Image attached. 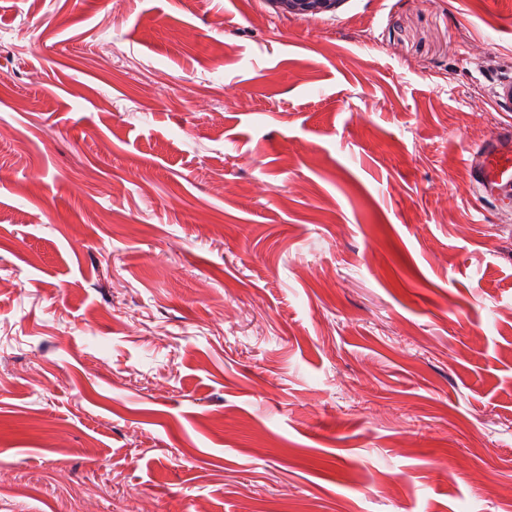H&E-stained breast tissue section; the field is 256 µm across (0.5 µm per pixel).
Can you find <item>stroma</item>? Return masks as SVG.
Returning a JSON list of instances; mask_svg holds the SVG:
<instances>
[{
	"mask_svg": "<svg viewBox=\"0 0 512 512\" xmlns=\"http://www.w3.org/2000/svg\"><path fill=\"white\" fill-rule=\"evenodd\" d=\"M13 28L0 512H512V211L465 164L512 0Z\"/></svg>",
	"mask_w": 512,
	"mask_h": 512,
	"instance_id": "1",
	"label": "stroma"
}]
</instances>
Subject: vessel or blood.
I'll return each mask as SVG.
<instances>
[{"label":"vessel or blood","instance_id":"b4317fda","mask_svg":"<svg viewBox=\"0 0 512 512\" xmlns=\"http://www.w3.org/2000/svg\"><path fill=\"white\" fill-rule=\"evenodd\" d=\"M467 169L479 195L499 207L512 205V127L496 128L472 148Z\"/></svg>","mask_w":512,"mask_h":512}]
</instances>
